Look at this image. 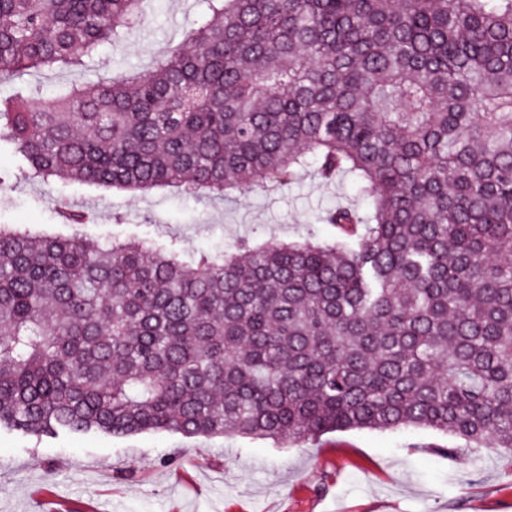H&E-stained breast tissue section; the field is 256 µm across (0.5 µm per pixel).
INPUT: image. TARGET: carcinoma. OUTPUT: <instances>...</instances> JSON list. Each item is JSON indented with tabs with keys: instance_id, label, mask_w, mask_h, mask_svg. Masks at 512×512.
I'll return each instance as SVG.
<instances>
[{
	"instance_id": "obj_1",
	"label": "carcinoma",
	"mask_w": 512,
	"mask_h": 512,
	"mask_svg": "<svg viewBox=\"0 0 512 512\" xmlns=\"http://www.w3.org/2000/svg\"><path fill=\"white\" fill-rule=\"evenodd\" d=\"M148 0H0V81L82 70ZM14 175L224 200L307 171L318 239L0 226V428L302 444L430 428L512 460V0H203L143 73L0 96Z\"/></svg>"
}]
</instances>
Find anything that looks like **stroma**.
I'll return each instance as SVG.
<instances>
[{"instance_id":"stroma-1","label":"stroma","mask_w":512,"mask_h":512,"mask_svg":"<svg viewBox=\"0 0 512 512\" xmlns=\"http://www.w3.org/2000/svg\"><path fill=\"white\" fill-rule=\"evenodd\" d=\"M197 9L196 0H153L144 27L123 46L103 49L87 77L145 70ZM352 196L349 184L326 186L310 173L223 201L172 188L141 195L13 178L0 185V224L65 234L61 212L83 209L96 215L81 229L89 240L175 237L192 253L242 237L258 244L328 237L316 216ZM462 445L421 428L337 431L287 448L169 432L38 439L2 429L0 512H512V462L488 449L476 465L442 453Z\"/></svg>"}]
</instances>
